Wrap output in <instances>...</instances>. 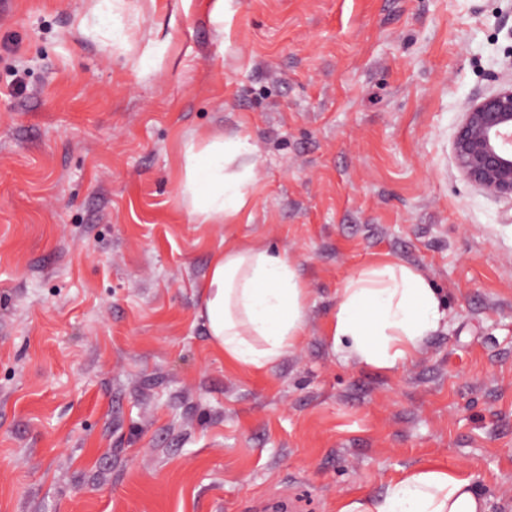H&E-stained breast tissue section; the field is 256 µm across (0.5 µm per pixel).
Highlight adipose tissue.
Masks as SVG:
<instances>
[{"mask_svg":"<svg viewBox=\"0 0 512 512\" xmlns=\"http://www.w3.org/2000/svg\"><path fill=\"white\" fill-rule=\"evenodd\" d=\"M246 151L238 136L186 142L181 195L191 223L220 224L245 206L253 167L230 174L226 165ZM200 293L197 316L211 344L236 366L270 367L305 334L310 294L288 254L250 245L218 249ZM447 316L438 291L417 269L386 261L358 270L340 288L328 339L358 363L394 370ZM340 512H487V506L470 479L426 467Z\"/></svg>","mask_w":512,"mask_h":512,"instance_id":"adipose-tissue-1","label":"adipose tissue"}]
</instances>
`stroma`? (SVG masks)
<instances>
[{
  "label": "stroma",
  "mask_w": 512,
  "mask_h": 512,
  "mask_svg": "<svg viewBox=\"0 0 512 512\" xmlns=\"http://www.w3.org/2000/svg\"><path fill=\"white\" fill-rule=\"evenodd\" d=\"M0 0V512H339L405 472L512 512V200L468 183L464 112L512 82V0ZM246 137L247 202L192 224L186 141ZM287 251L306 334L225 362L213 250ZM448 317L387 371L333 351L360 268Z\"/></svg>",
  "instance_id": "obj_1"
}]
</instances>
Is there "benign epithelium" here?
<instances>
[{"label":"benign epithelium","instance_id":"obj_1","mask_svg":"<svg viewBox=\"0 0 512 512\" xmlns=\"http://www.w3.org/2000/svg\"><path fill=\"white\" fill-rule=\"evenodd\" d=\"M453 153L468 182L488 195L512 199V83L467 109Z\"/></svg>","mask_w":512,"mask_h":512}]
</instances>
